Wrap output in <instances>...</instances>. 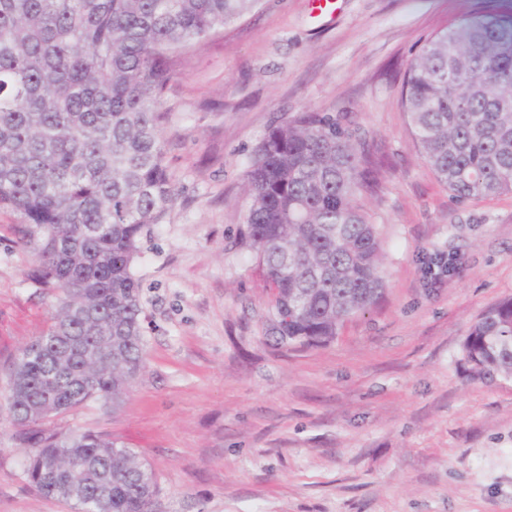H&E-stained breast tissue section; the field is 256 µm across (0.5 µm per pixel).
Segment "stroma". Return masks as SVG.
Returning <instances> with one entry per match:
<instances>
[{
  "instance_id": "stroma-1",
  "label": "stroma",
  "mask_w": 512,
  "mask_h": 512,
  "mask_svg": "<svg viewBox=\"0 0 512 512\" xmlns=\"http://www.w3.org/2000/svg\"><path fill=\"white\" fill-rule=\"evenodd\" d=\"M512 0H265L190 52L165 95L178 196L142 243L145 368L119 407L51 428L111 436L154 471L158 512H512V378L465 371L474 319L512 297V193L459 202L401 101L421 45ZM302 112L345 115L378 166L361 198L384 245L379 299L335 341L276 346L271 292L235 241L250 155ZM20 217L0 211V512H72L31 488L5 407L17 350L46 327ZM452 254L440 284L425 260Z\"/></svg>"
}]
</instances>
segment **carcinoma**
Listing matches in <instances>:
<instances>
[{"label":"carcinoma","instance_id":"carcinoma-1","mask_svg":"<svg viewBox=\"0 0 512 512\" xmlns=\"http://www.w3.org/2000/svg\"><path fill=\"white\" fill-rule=\"evenodd\" d=\"M261 0H0V210L20 215L29 280L54 293L45 332L9 367L24 474L76 512H156L152 469L117 440L45 426L118 407L145 366L135 266L177 199L163 97L179 58ZM402 101L425 162L458 200L512 193V22L474 15L427 40ZM372 161L327 112L270 128L247 171L237 245L272 290L266 334L325 345L381 295L384 249L361 203ZM480 379L512 377V298L462 345Z\"/></svg>","mask_w":512,"mask_h":512}]
</instances>
